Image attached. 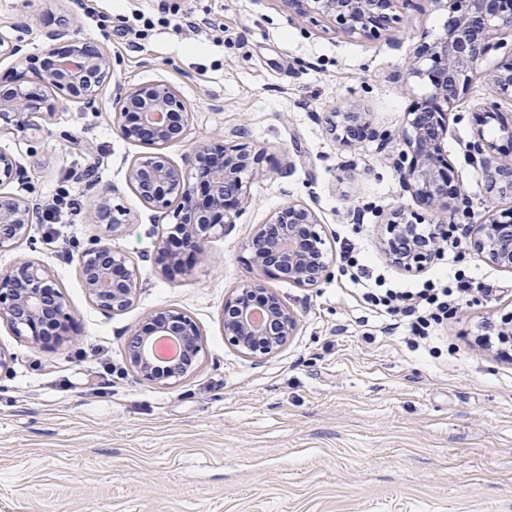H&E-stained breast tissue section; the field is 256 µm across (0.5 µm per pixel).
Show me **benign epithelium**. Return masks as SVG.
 <instances>
[{"mask_svg": "<svg viewBox=\"0 0 512 512\" xmlns=\"http://www.w3.org/2000/svg\"><path fill=\"white\" fill-rule=\"evenodd\" d=\"M323 13L335 17L347 34L367 33L385 18L393 0H311ZM448 12L444 34L433 44H426L407 62L408 74L428 78L433 86L430 98L416 104L405 116L404 139L408 152L402 154L397 168L406 188L427 205L448 198L447 162L443 141L448 133V113L441 103L451 104L469 86L481 70L484 57L500 48L501 35L512 34V3L509 0H431ZM76 49L53 64L52 72L42 80L55 87L65 98L95 108L100 90L114 64L100 45H89L71 37ZM23 37L11 39L0 33V57L16 56L23 51ZM490 79L503 92H512V59L490 73ZM116 126L128 142H145L154 152L134 160L127 181L146 204L172 216L175 224L161 250L168 265L178 264L188 272V263L199 262L205 246L216 230L227 231L236 223L247 196L246 176L253 175L262 161L260 152L231 150L224 160L207 163L211 149L197 145L187 154L186 163L202 170L206 196L198 199L193 184L183 169L168 157L166 149L185 140L187 106L171 84L157 82L129 88L118 87ZM59 110V100L43 93L16 89L0 97V121L20 122L27 115H51ZM486 119L497 120L501 130L512 138V123L497 111L496 103L482 107ZM159 118L154 119L152 115ZM362 113L345 112L339 123L341 139L352 142L354 127H362ZM468 151L479 157L485 176L494 186L512 185V164H501L491 156L493 146L482 140L467 144ZM17 176L14 159L0 152V188ZM36 215V203L24 197L0 191V249L11 248L27 237ZM95 218L117 228L123 221L114 214L110 199L98 204ZM316 212L300 203H290L275 213L267 224H260L247 242L249 281L224 301V342L238 352L259 358L278 351L294 335L298 318L276 291L266 287L265 279L284 278L300 288H310L331 275L333 259L318 231ZM386 231L390 238L382 242L389 260L408 273L422 272L439 254L441 234L448 225L434 224L430 236L417 239L401 252L395 240L414 233L403 222L399 211L391 213ZM467 238L470 247L489 263L512 269V223L491 220L472 224ZM79 269L90 299L102 310L119 313L126 310L139 290L137 267L123 251L100 239L79 252ZM66 299L52 275L42 265L22 259L0 272V318L16 334L34 343H46L56 334L55 327L70 323ZM259 311L261 323L251 314ZM485 346H492L490 332H495L497 355L512 362V311L502 315L499 324H484ZM160 336L177 340L181 355L163 361L154 354ZM131 367L144 379L163 385L180 381L192 369L201 350L200 333L186 315L160 309L147 318L143 331H134L127 339Z\"/></svg>", "mask_w": 512, "mask_h": 512, "instance_id": "1", "label": "benign epithelium"}]
</instances>
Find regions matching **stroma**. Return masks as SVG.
Wrapping results in <instances>:
<instances>
[{"mask_svg":"<svg viewBox=\"0 0 512 512\" xmlns=\"http://www.w3.org/2000/svg\"><path fill=\"white\" fill-rule=\"evenodd\" d=\"M0 0V32L26 28L23 57L0 58V93L36 81L44 34L73 31L117 60L125 85L166 81L187 101L188 134L168 148L175 163L199 143L263 151L249 203L229 232L209 239L205 258L183 275L166 269L157 243L170 219L126 181L147 145L115 132L111 84L96 110L68 103L22 130L0 129V152L21 176L8 190L48 202L67 192L61 223L35 221L27 240L0 251V270L27 257L54 276L74 318L62 343L36 345L0 318V512H512V363L482 348L486 317L512 310V271L468 244L412 275L384 255L383 220L402 210L413 222L477 224L512 206L465 151L477 135L512 160L496 122L479 125V104L512 113V96L482 77L449 108L444 142L453 190L430 208L402 185L395 163L404 115L431 92L408 77L406 61L433 43L448 18L429 0H396L371 35L341 32L309 0ZM155 18L141 47L122 34L126 17ZM190 28L175 32V20ZM365 113L388 142L343 144L336 113ZM97 166L87 186L77 175ZM127 213L117 231L94 223L102 193ZM295 202L317 213L332 254L363 248L376 272L415 288L434 272L461 271L490 285L473 293L415 344L405 317L375 313L341 265L311 288L269 278L298 317L295 336L262 359L224 343V299L249 277L244 246L255 225ZM109 240L137 265L141 288L125 311L98 309L77 255ZM197 325V369L173 385L138 377L125 342L154 310Z\"/></svg>","mask_w":512,"mask_h":512,"instance_id":"stroma-1","label":"stroma"}]
</instances>
